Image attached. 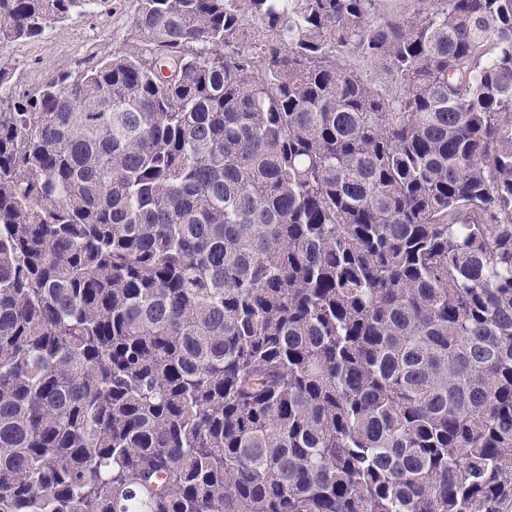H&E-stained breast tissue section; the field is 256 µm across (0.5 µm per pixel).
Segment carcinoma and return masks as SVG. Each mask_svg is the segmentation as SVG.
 <instances>
[{
  "mask_svg": "<svg viewBox=\"0 0 512 512\" xmlns=\"http://www.w3.org/2000/svg\"><path fill=\"white\" fill-rule=\"evenodd\" d=\"M412 2L137 0L0 65V512H508L512 0ZM136 0H110L103 8L56 24L44 36L0 49L8 66L18 69L16 91L37 86L60 67H77L130 47Z\"/></svg>",
  "mask_w": 512,
  "mask_h": 512,
  "instance_id": "1",
  "label": "carcinoma"
}]
</instances>
